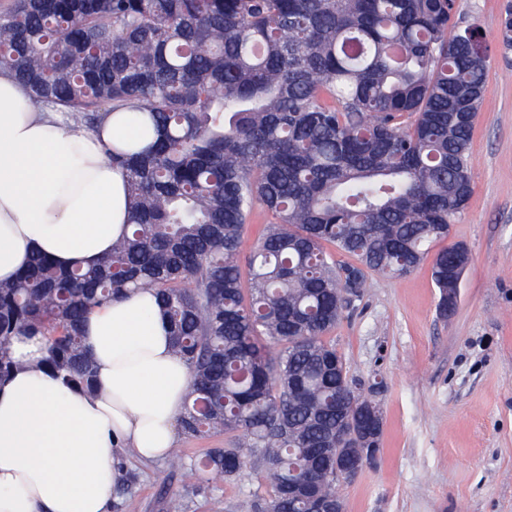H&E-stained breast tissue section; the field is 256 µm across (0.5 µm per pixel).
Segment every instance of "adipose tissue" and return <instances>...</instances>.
I'll return each mask as SVG.
<instances>
[{
  "instance_id": "1",
  "label": "adipose tissue",
  "mask_w": 512,
  "mask_h": 512,
  "mask_svg": "<svg viewBox=\"0 0 512 512\" xmlns=\"http://www.w3.org/2000/svg\"><path fill=\"white\" fill-rule=\"evenodd\" d=\"M135 132L126 112L90 130L60 109H35L0 68V282L36 253L66 268L111 252L129 214L104 152ZM84 341L95 358L90 391L46 369L44 336L11 341L17 368L0 381V512H109L119 450L158 460L176 445L191 373L172 353L152 292L95 307Z\"/></svg>"
}]
</instances>
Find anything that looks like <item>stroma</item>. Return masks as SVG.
I'll return each mask as SVG.
<instances>
[{
  "instance_id": "obj_1",
  "label": "stroma",
  "mask_w": 512,
  "mask_h": 512,
  "mask_svg": "<svg viewBox=\"0 0 512 512\" xmlns=\"http://www.w3.org/2000/svg\"><path fill=\"white\" fill-rule=\"evenodd\" d=\"M473 194L450 229L471 260L449 317L430 264L369 276L332 332L353 374L379 381L380 451L341 488L344 512H512V52H490L470 145ZM134 476L111 512H251L171 459L121 455Z\"/></svg>"
}]
</instances>
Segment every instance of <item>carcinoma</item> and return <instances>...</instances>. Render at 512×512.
<instances>
[{
  "mask_svg": "<svg viewBox=\"0 0 512 512\" xmlns=\"http://www.w3.org/2000/svg\"><path fill=\"white\" fill-rule=\"evenodd\" d=\"M490 35L512 50V6L489 31L456 0H11L0 65L32 104L89 128L131 112L140 134L106 151L130 235L92 268L35 254L0 282V377L12 336L39 333L46 367L92 388L86 316L151 288L192 372L181 429L231 436L170 455L215 491L257 476L256 512H312L288 497L300 481L336 502L329 456L375 455L341 432L380 403L329 333L368 275L429 256L448 316L456 245L432 247L472 195ZM257 206L271 221L249 245Z\"/></svg>",
  "mask_w": 512,
  "mask_h": 512,
  "instance_id": "cac0c4a2",
  "label": "carcinoma"
}]
</instances>
